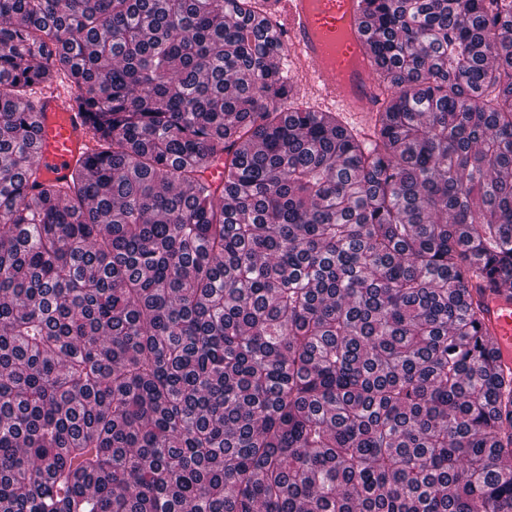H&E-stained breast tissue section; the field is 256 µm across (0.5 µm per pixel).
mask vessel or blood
Wrapping results in <instances>:
<instances>
[{
	"label": "vessel or blood",
	"mask_w": 512,
	"mask_h": 512,
	"mask_svg": "<svg viewBox=\"0 0 512 512\" xmlns=\"http://www.w3.org/2000/svg\"><path fill=\"white\" fill-rule=\"evenodd\" d=\"M276 24L284 46L300 65L299 86L315 95L325 112L337 110L371 121L378 107L373 63L365 51L370 33L362 0H281ZM40 129L35 142L45 175L64 178L92 149L93 132L85 112L60 89L46 91L33 114ZM485 330L512 368V291H486Z\"/></svg>",
	"instance_id": "obj_1"
}]
</instances>
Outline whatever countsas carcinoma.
<instances>
[{
    "label": "carcinoma",
    "instance_id": "obj_1",
    "mask_svg": "<svg viewBox=\"0 0 512 512\" xmlns=\"http://www.w3.org/2000/svg\"><path fill=\"white\" fill-rule=\"evenodd\" d=\"M278 2L0 0V512H512V0H363L369 138ZM33 117L41 130L35 141L41 170L50 178L69 176L86 159L93 146L87 114L59 88L44 93L40 109ZM482 321L495 348L500 351V364L512 368V291L487 290L482 297Z\"/></svg>",
    "mask_w": 512,
    "mask_h": 512
}]
</instances>
